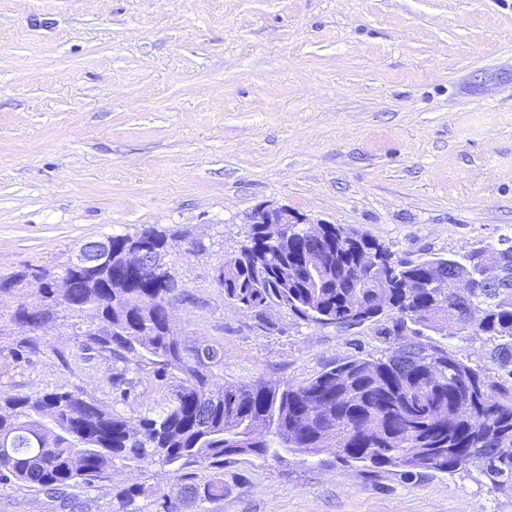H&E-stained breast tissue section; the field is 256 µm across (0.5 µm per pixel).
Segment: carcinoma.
<instances>
[{"label":"carcinoma","instance_id":"1","mask_svg":"<svg viewBox=\"0 0 512 512\" xmlns=\"http://www.w3.org/2000/svg\"><path fill=\"white\" fill-rule=\"evenodd\" d=\"M178 237L153 226L110 235L111 264L66 268L61 296L55 277L43 275L37 301L13 315L29 334V349L55 306L96 318L102 330L86 333L85 348L124 361L147 358L160 374H174L171 406L133 419L103 409L78 387L36 397L0 390V482L61 495L117 462L160 464L174 468L177 483L154 495L156 512H183L224 498L226 463L333 446L347 462L399 467L409 478L421 469L451 474L475 459L495 485L512 490V279L493 275L501 264L512 266L509 238L498 248L414 260L342 224H323L316 236L296 224L250 225V240L222 260L225 301L261 321L277 306L322 326L391 323L388 353L342 361L293 386L262 379L226 385L224 344H189L169 326L170 309L184 297L177 280L149 263L132 266L124 251L135 238L159 255ZM457 275L471 284L461 298L471 314L450 331L440 313L452 300L438 282ZM423 327L446 338L486 337L505 375L494 380L488 369L421 341ZM128 372L112 378L123 401L133 391ZM191 467L211 475L199 481ZM147 494L125 489L113 512H132L134 499Z\"/></svg>","mask_w":512,"mask_h":512}]
</instances>
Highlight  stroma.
I'll use <instances>...</instances> for the list:
<instances>
[{"label":"stroma","mask_w":512,"mask_h":512,"mask_svg":"<svg viewBox=\"0 0 512 512\" xmlns=\"http://www.w3.org/2000/svg\"><path fill=\"white\" fill-rule=\"evenodd\" d=\"M343 224L414 258L512 236V0H0V280L60 268L83 242L177 228L208 243L166 258L186 298L174 324L224 345V379L301 384L394 345L382 324L267 322L224 300L213 265L234 255L257 205ZM0 296V388L78 386L106 409L155 416L176 383L86 350L95 318L57 308L20 351L19 303ZM170 468L115 466L74 487V512H113L137 483L169 491ZM0 512H66L0 485ZM191 512H512L479 466L407 479L335 449L247 459L224 497Z\"/></svg>","instance_id":"stroma-1"}]
</instances>
